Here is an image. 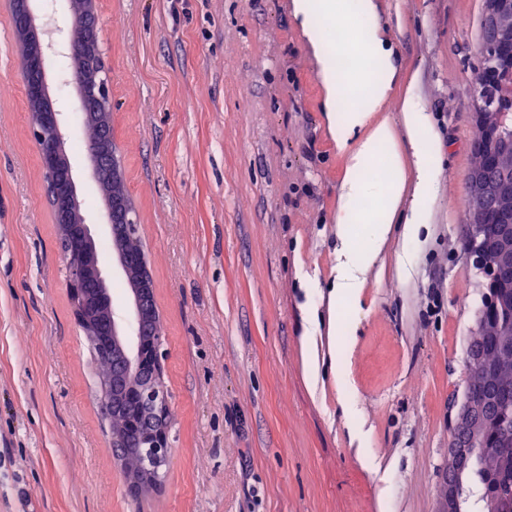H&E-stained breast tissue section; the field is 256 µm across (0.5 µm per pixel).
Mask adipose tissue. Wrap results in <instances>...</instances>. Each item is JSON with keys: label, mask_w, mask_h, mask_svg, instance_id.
Masks as SVG:
<instances>
[{"label": "adipose tissue", "mask_w": 512, "mask_h": 512, "mask_svg": "<svg viewBox=\"0 0 512 512\" xmlns=\"http://www.w3.org/2000/svg\"><path fill=\"white\" fill-rule=\"evenodd\" d=\"M293 8L321 62L326 106L349 101L334 141L345 163L336 293L351 298L362 286L360 256L376 257L392 228H399L404 247L418 242L436 198L440 143L413 90L400 100L404 135L384 115L398 70L379 33L375 0H294Z\"/></svg>", "instance_id": "1"}]
</instances>
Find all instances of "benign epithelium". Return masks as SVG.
<instances>
[{
    "label": "benign epithelium",
    "instance_id": "obj_1",
    "mask_svg": "<svg viewBox=\"0 0 512 512\" xmlns=\"http://www.w3.org/2000/svg\"><path fill=\"white\" fill-rule=\"evenodd\" d=\"M483 43L496 56L495 64L481 68L476 77L478 95L473 103L477 128L475 151L477 163L470 174V207L467 226L469 255L479 267L494 278L491 315L481 313L480 324L496 322L497 351L512 355V113L491 106L494 96L512 99V0H485ZM71 19L84 28L97 27L95 11L86 0H68ZM36 25L42 35L41 54L66 56L74 66L82 58L76 55L74 42L60 39V25L45 7V0H25L23 11L15 15L13 28ZM26 95L33 99L46 89L45 71L27 61L23 66ZM55 85L71 89L84 112L97 113L94 135L86 141V171L96 187L102 185L106 169L120 162L118 150L107 145L114 142L112 128V94L105 63H100L92 87L85 80L69 74H57ZM29 125L43 166L51 164L55 148L69 140L65 113H29ZM49 182L76 201L82 198L75 169L56 172ZM102 223L111 239H128L132 249L112 257V266L120 278L127 280L147 265L138 247L139 222L134 205L123 197L107 203ZM95 228L84 214L73 224L57 225L58 236L68 245L66 264L76 271L69 280L74 315L88 346L101 359L104 370L99 390L113 406L112 447L117 453L125 448L128 429L136 428L142 436L140 448L122 460L125 486L137 496L157 484L149 473L163 468L169 448L171 409L164 391L162 361L163 329L154 314L155 289L135 288L126 298L128 318L116 315L112 307V286L105 265L91 249ZM468 364L478 369L476 385L467 389L457 404L452 438L461 453L451 455L443 469L448 484V512H467L466 496L472 466L491 458L500 468L512 469V435L489 445L483 439L481 423L500 420L505 407L512 406V395L502 390L503 398L490 402L487 390L500 387L499 365L489 360L477 347L472 349ZM483 512H512V501L499 495L484 498Z\"/></svg>",
    "mask_w": 512,
    "mask_h": 512
}]
</instances>
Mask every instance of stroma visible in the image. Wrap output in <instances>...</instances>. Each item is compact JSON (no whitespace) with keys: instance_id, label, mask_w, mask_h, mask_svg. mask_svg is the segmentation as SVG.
Listing matches in <instances>:
<instances>
[{"instance_id":"1","label":"stroma","mask_w":512,"mask_h":512,"mask_svg":"<svg viewBox=\"0 0 512 512\" xmlns=\"http://www.w3.org/2000/svg\"><path fill=\"white\" fill-rule=\"evenodd\" d=\"M378 3L403 78L389 116L413 81L440 139L436 199L417 246L392 234L343 304L344 160L293 0H97L171 405L161 484L132 496L0 0V512H436L486 283L464 248L485 0ZM344 317L355 428L331 355Z\"/></svg>"}]
</instances>
